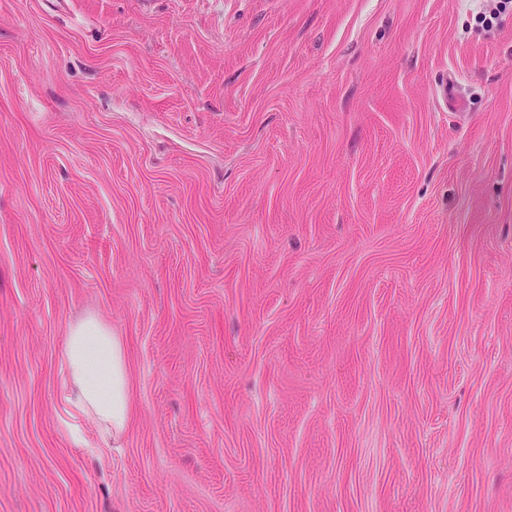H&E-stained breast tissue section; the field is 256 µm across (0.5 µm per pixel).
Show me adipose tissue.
<instances>
[{
	"mask_svg": "<svg viewBox=\"0 0 512 512\" xmlns=\"http://www.w3.org/2000/svg\"><path fill=\"white\" fill-rule=\"evenodd\" d=\"M69 383L60 400L67 411L90 415L102 438H116L131 421L129 369L123 341L95 317L71 326L65 339Z\"/></svg>",
	"mask_w": 512,
	"mask_h": 512,
	"instance_id": "1",
	"label": "adipose tissue"
}]
</instances>
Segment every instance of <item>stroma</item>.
<instances>
[{
  "label": "stroma",
  "instance_id": "35a3bbf8",
  "mask_svg": "<svg viewBox=\"0 0 512 512\" xmlns=\"http://www.w3.org/2000/svg\"><path fill=\"white\" fill-rule=\"evenodd\" d=\"M0 512H512V0H0ZM65 360L69 386L63 385L60 400L66 410L95 417L104 441L127 431L132 409L122 339L97 318H84L70 327Z\"/></svg>",
  "mask_w": 512,
  "mask_h": 512
}]
</instances>
